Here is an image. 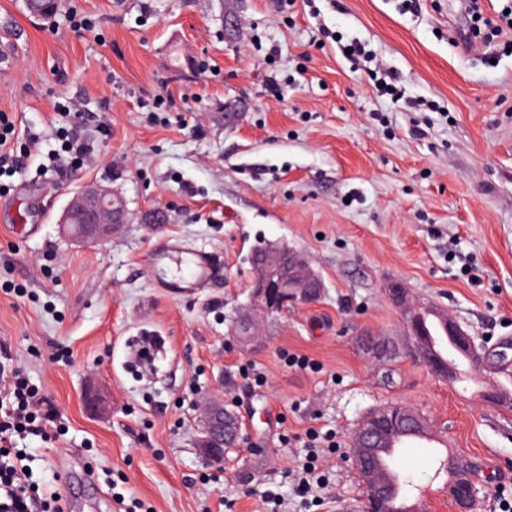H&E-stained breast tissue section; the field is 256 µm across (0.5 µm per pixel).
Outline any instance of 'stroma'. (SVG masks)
Instances as JSON below:
<instances>
[{
  "label": "stroma",
  "mask_w": 512,
  "mask_h": 512,
  "mask_svg": "<svg viewBox=\"0 0 512 512\" xmlns=\"http://www.w3.org/2000/svg\"><path fill=\"white\" fill-rule=\"evenodd\" d=\"M398 4L63 0L37 20L23 0H0V113L15 142L41 138L0 176V356L58 412L49 441L26 447L40 494L69 492L71 512H267V491L291 492L285 437L317 428L336 437L318 461L329 493L288 512H334L362 495L351 430L401 402L478 462L475 512L512 497V407L481 398L512 397V364L465 392L362 344L403 341L395 282L487 351L512 342V0H484L488 35L467 49L447 34L458 0ZM353 42L365 49L357 62L343 50ZM381 70L396 74V95L380 90ZM73 121L90 158L59 174L48 157ZM87 183L125 203L121 231L95 245L58 224ZM20 212L40 227L26 240L9 230ZM166 236L222 254V286L154 288ZM263 241L301 252L325 292L243 343L235 320ZM94 380L116 404L105 421L83 404ZM213 395L247 424L221 470L194 445ZM398 464L421 512H456L430 449Z\"/></svg>",
  "instance_id": "stroma-1"
}]
</instances>
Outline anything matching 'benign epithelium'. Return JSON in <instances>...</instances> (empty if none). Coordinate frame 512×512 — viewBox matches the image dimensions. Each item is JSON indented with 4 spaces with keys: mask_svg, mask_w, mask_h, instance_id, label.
Here are the masks:
<instances>
[{
    "mask_svg": "<svg viewBox=\"0 0 512 512\" xmlns=\"http://www.w3.org/2000/svg\"><path fill=\"white\" fill-rule=\"evenodd\" d=\"M122 200L110 186L86 184L77 190L60 218L62 231L78 237L86 243H98L112 236L120 223ZM250 300L253 315L237 321V334L250 341L258 335L257 318L280 313L289 304H300L312 299L323 288L321 278L314 273L304 257L294 249L284 248L254 263L249 281ZM393 300L403 315L406 336L414 338L412 325L420 314V306L409 292L394 285ZM448 334L455 337L460 346L473 356L477 371L489 369L488 359L476 337L469 334L456 320L445 319ZM407 355L433 373H438L436 360L419 342L407 350ZM84 401L90 414L100 420L112 415V394L102 389H94L85 394ZM422 427L421 421L407 406L391 403L368 412L350 435L354 464L358 479L368 495L360 497L356 503L340 505L338 512H386L388 495L377 472V448L401 433L408 422ZM198 435L195 444L201 458L208 466L224 467V439L229 436L234 441L244 440L237 427L233 413L221 398L208 399L199 409L197 416ZM450 493L463 500L469 507L480 498L481 486L476 481L465 480Z\"/></svg>",
    "mask_w": 512,
    "mask_h": 512,
    "instance_id": "obj_1",
    "label": "benign epithelium"
}]
</instances>
